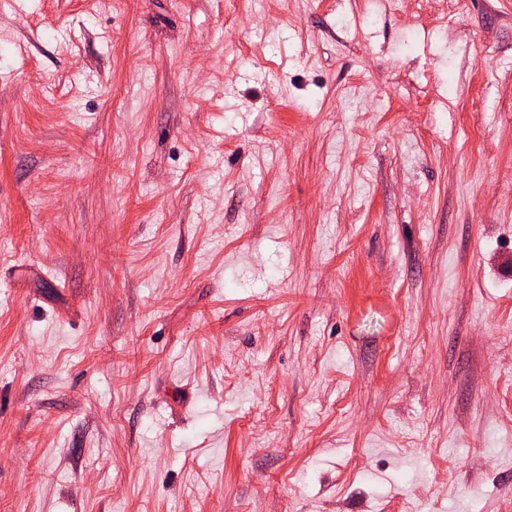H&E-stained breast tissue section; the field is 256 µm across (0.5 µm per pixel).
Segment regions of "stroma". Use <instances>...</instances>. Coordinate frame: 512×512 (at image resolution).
<instances>
[{"label":"stroma","mask_w":512,"mask_h":512,"mask_svg":"<svg viewBox=\"0 0 512 512\" xmlns=\"http://www.w3.org/2000/svg\"><path fill=\"white\" fill-rule=\"evenodd\" d=\"M0 0V512H512V0Z\"/></svg>","instance_id":"1"}]
</instances>
